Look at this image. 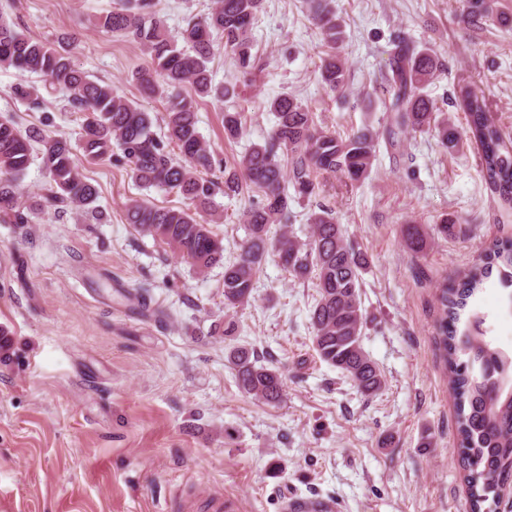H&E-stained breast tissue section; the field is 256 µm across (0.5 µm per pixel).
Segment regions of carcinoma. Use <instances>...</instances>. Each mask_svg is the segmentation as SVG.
Listing matches in <instances>:
<instances>
[{"label":"carcinoma","mask_w":512,"mask_h":512,"mask_svg":"<svg viewBox=\"0 0 512 512\" xmlns=\"http://www.w3.org/2000/svg\"><path fill=\"white\" fill-rule=\"evenodd\" d=\"M263 0H213L211 10L192 19L179 32L182 49L154 11V0H118L116 6L95 18L96 25L114 35L130 37L141 47L148 65L133 73L139 92L166 102L165 132L153 130V120L137 102L115 94L112 86L98 83L74 64L69 52L47 41L31 38L0 18V68L35 74L46 91L64 89L68 105L83 115L80 149L89 161L112 157V146L123 163L146 188H165L190 201L191 207H159L146 199L125 204L126 223L177 251L198 272L224 264V307L235 309L251 299L257 275L267 258L277 257L289 275L315 280L316 299L310 309L313 343L320 359L339 369L365 398L385 385L381 370L362 347L367 320L360 300L367 258L337 224L333 212L323 207L307 215L310 233L301 241L288 231L290 202L319 194L320 176H340L351 186L371 173L380 141L391 147L403 132H433L446 149L469 140L479 152L486 189L505 210H512V140L503 136L487 100L471 82L458 83L455 102L465 113L466 128L458 130L424 93L441 72L435 52L418 48L399 35L392 40L384 75L389 94L384 130L363 126L342 136L317 123L314 113L294 97L281 95L269 103L276 124L268 139L251 146L239 165L224 166V186L205 177L217 164L215 152L201 136L192 99L181 88L190 85L196 95L219 101L235 89L215 85L209 69L215 44L224 41L238 67L248 75L256 67L253 28ZM310 17L328 48L319 65L324 88L336 91L348 84L344 63L336 54L343 30L333 0H311ZM494 18L512 26V14L497 7V0H464L462 19L476 24ZM15 98L28 110L42 109L37 89L18 83ZM243 113L224 112V137L239 138ZM39 144L51 188L35 204L18 203V181L28 169L33 144ZM255 187L257 203L242 214L248 238L240 252L224 257L222 240L213 230L215 196L239 193L242 183ZM293 192H288V189ZM97 188L80 172L67 139L44 138L35 129H21L0 120V222L27 224L34 210L61 213L75 209L96 211ZM278 227L271 234L272 227ZM408 248L418 253L426 237L414 224L406 225ZM498 269L503 285L512 284V240L485 249L479 263L470 267L451 287L439 289L443 317L440 345L453 392L460 460L468 488L471 512H493L501 483L512 477V397L474 373L478 367L493 375L512 376V355L494 347L486 336L458 332L460 311ZM227 362L238 388L254 399L277 404L283 396L282 375L261 363L254 350L230 345Z\"/></svg>","instance_id":"cac0c4a2"}]
</instances>
